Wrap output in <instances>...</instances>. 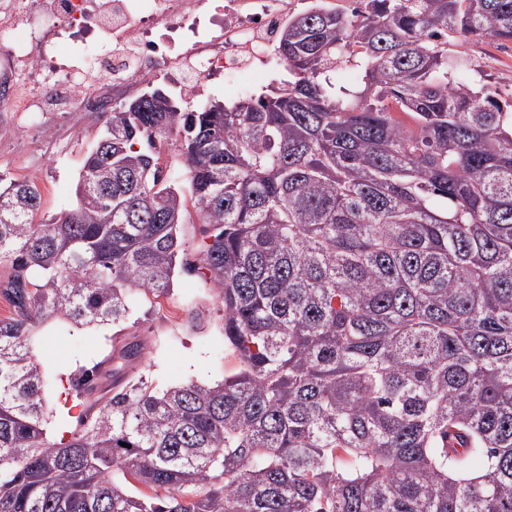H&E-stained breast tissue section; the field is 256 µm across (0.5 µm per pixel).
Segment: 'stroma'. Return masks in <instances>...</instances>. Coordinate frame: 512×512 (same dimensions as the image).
Instances as JSON below:
<instances>
[{"mask_svg": "<svg viewBox=\"0 0 512 512\" xmlns=\"http://www.w3.org/2000/svg\"><path fill=\"white\" fill-rule=\"evenodd\" d=\"M466 53L473 68L491 87L512 89V43L500 47L488 43L450 41L449 55ZM283 74L281 63L251 66L232 82L212 75L202 81L196 105L220 101L234 103L244 96L262 92ZM101 115L87 112H21L13 128L0 137V175L36 181L42 192L37 219L50 222L69 207L88 150L102 131ZM220 304L208 284L195 272L176 271L168 296L157 303H138L127 333L147 337L152 355L143 370L156 390L163 391L194 380L217 383L234 374L238 359L220 332ZM203 308L211 324L201 331L180 326L185 312ZM37 355L51 380V400L60 402L70 374L102 359L112 346L108 327L75 328L57 320L41 324Z\"/></svg>", "mask_w": 512, "mask_h": 512, "instance_id": "stroma-1", "label": "stroma"}]
</instances>
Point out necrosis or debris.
Here are the masks:
<instances>
[{
	"instance_id": "obj_1",
	"label": "necrosis or debris",
	"mask_w": 512,
	"mask_h": 512,
	"mask_svg": "<svg viewBox=\"0 0 512 512\" xmlns=\"http://www.w3.org/2000/svg\"><path fill=\"white\" fill-rule=\"evenodd\" d=\"M203 6V0H14L0 15V74L13 84L0 108L29 112L42 105L37 86L56 75L44 27L55 20L68 30L90 16L101 23V38L81 48L85 59L96 61L98 75L72 67L55 92L66 110L86 112L102 109L96 94L111 75L132 84L157 68L179 70L191 62L197 78L218 71L232 78L271 57L288 14V0H227L224 32L214 36L200 29Z\"/></svg>"
}]
</instances>
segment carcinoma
Instances as JSON below:
<instances>
[{
	"instance_id": "cac0c4a2",
	"label": "carcinoma",
	"mask_w": 512,
	"mask_h": 512,
	"mask_svg": "<svg viewBox=\"0 0 512 512\" xmlns=\"http://www.w3.org/2000/svg\"><path fill=\"white\" fill-rule=\"evenodd\" d=\"M450 37L512 42V0L290 16L253 98L114 102L48 224L35 181L0 177V512H512V100ZM178 266L207 270L238 371L157 392L123 336L49 440L37 325L119 328ZM162 159L164 166H167V169H169V173L171 174V177H173L174 182L177 183L178 186L182 187L188 199L187 206L191 217L189 221H187L189 223L185 224L184 226V233L186 234L185 237L189 242L188 245L190 246L188 258L193 260L195 258L193 249L202 238V233L200 231V224L198 223V219L195 210L192 207V202L190 201V196L188 193V171L183 164L182 157L179 156V151L176 144L170 145L168 149H166V152H163Z\"/></svg>"
}]
</instances>
